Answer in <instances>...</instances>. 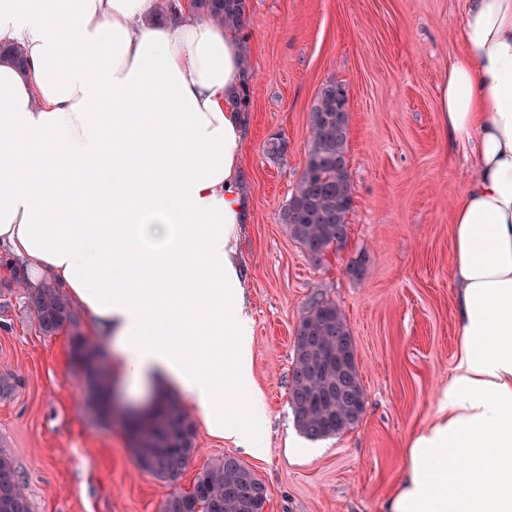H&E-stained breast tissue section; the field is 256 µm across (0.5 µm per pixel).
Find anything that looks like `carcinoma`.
I'll list each match as a JSON object with an SVG mask.
<instances>
[{
	"label": "carcinoma",
	"mask_w": 512,
	"mask_h": 512,
	"mask_svg": "<svg viewBox=\"0 0 512 512\" xmlns=\"http://www.w3.org/2000/svg\"><path fill=\"white\" fill-rule=\"evenodd\" d=\"M195 11L224 28L242 32L248 0H193ZM244 84L237 105L250 106L253 74L243 66ZM348 99L341 83L329 80L316 95L310 112V139L302 176L282 213L291 236L313 259L329 249H340L347 238L345 217L352 205L347 167ZM14 283L25 290L27 309L41 332L52 336L68 330L73 359L85 363L91 351L89 340L77 331L78 317L63 292L48 284L29 288L19 271ZM341 336H351L346 319L336 304L322 297L312 299L299 322L294 340V365L288 405L298 431L308 440L334 436L356 425L364 412V391L355 345L345 347ZM93 396L110 390V374L100 365L90 376ZM19 379L8 369L0 370V395L13 394ZM162 420L150 439L136 446L140 468L174 479L197 452L194 428L181 405L162 399ZM0 512H32L31 503L11 458L0 454ZM267 489L261 478L236 456H226L196 475L191 490L173 493L161 512H264Z\"/></svg>",
	"instance_id": "carcinoma-1"
}]
</instances>
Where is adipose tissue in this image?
Listing matches in <instances>:
<instances>
[{
  "label": "adipose tissue",
  "instance_id": "obj_1",
  "mask_svg": "<svg viewBox=\"0 0 512 512\" xmlns=\"http://www.w3.org/2000/svg\"><path fill=\"white\" fill-rule=\"evenodd\" d=\"M160 0H0V246L51 279L121 352L118 373L179 390L220 437L247 385L253 320L235 241L245 220L243 47ZM440 75L450 155L474 174L452 210L455 365L437 420L406 449L388 512H512V0H469Z\"/></svg>",
  "mask_w": 512,
  "mask_h": 512
}]
</instances>
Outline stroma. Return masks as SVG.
I'll return each instance as SVG.
<instances>
[{
	"label": "stroma",
	"instance_id": "35a3bbf8",
	"mask_svg": "<svg viewBox=\"0 0 512 512\" xmlns=\"http://www.w3.org/2000/svg\"><path fill=\"white\" fill-rule=\"evenodd\" d=\"M467 0H249L240 38L254 75L244 120L249 210L236 243L254 321L252 384L224 385V405L266 407L242 443L212 435L197 413L194 455L177 479L144 472L120 420L90 414L70 334L43 335L0 256V369L22 381L0 398V453L22 477L32 512H159L224 456L264 481L265 512H384L400 484L408 440L430 425L448 385L458 334L451 279V209L473 172L443 147L437 82L460 49ZM346 89L353 202L343 248L312 259L281 211L306 161L319 87ZM288 143L280 158L266 144ZM365 255V270L348 264ZM342 311L364 389L359 423L304 438L288 406L296 329L312 297Z\"/></svg>",
	"mask_w": 512,
	"mask_h": 512
}]
</instances>
